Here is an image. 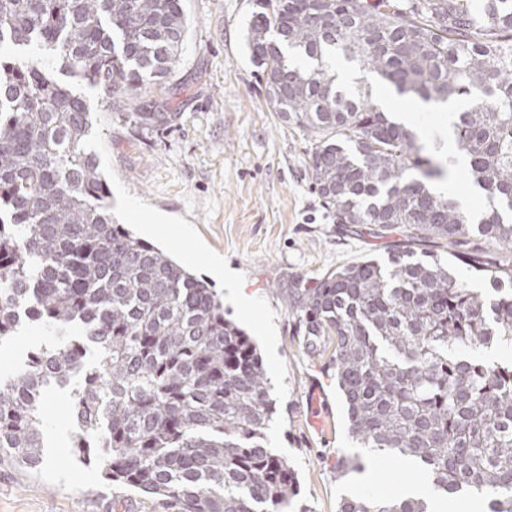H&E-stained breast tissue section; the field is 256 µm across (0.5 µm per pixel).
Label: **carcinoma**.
<instances>
[{
    "label": "carcinoma",
    "instance_id": "cac0c4a2",
    "mask_svg": "<svg viewBox=\"0 0 512 512\" xmlns=\"http://www.w3.org/2000/svg\"><path fill=\"white\" fill-rule=\"evenodd\" d=\"M186 34L182 0H0V48L23 52L0 59V344L25 319L53 336L0 376V459L42 464L44 404L67 389L75 457L105 481L175 512H288L299 483L264 446L277 403L260 354L204 279L113 220L92 112L54 75L132 105L173 76ZM248 48L275 111L315 142L312 182L336 223L386 241V260L284 295L298 344L328 356L349 436L425 468L441 496L512 512V365L475 354L512 343V0H262ZM341 58L400 95L469 103L451 128L496 201L479 222L435 186L456 156L344 89ZM131 117L152 131L175 114ZM362 469L336 459L340 480ZM337 512L429 510L347 496Z\"/></svg>",
    "mask_w": 512,
    "mask_h": 512
}]
</instances>
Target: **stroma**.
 <instances>
[{
	"label": "stroma",
	"mask_w": 512,
	"mask_h": 512,
	"mask_svg": "<svg viewBox=\"0 0 512 512\" xmlns=\"http://www.w3.org/2000/svg\"><path fill=\"white\" fill-rule=\"evenodd\" d=\"M187 35L168 92L147 95L156 111L175 113L160 130L135 127L127 110L97 90L85 96L94 114L90 146L112 191L117 223L170 254L188 271L213 279L215 255L234 268L254 303L245 314L225 301L224 315L256 345L279 409L265 431L269 451L288 461L306 512H336L343 496L397 498L416 465L380 457L348 435L336 380L321 357L292 340L284 295L297 277L318 278L360 258L384 259L386 244L337 224L312 187L314 144L282 122L269 103L247 46L257 0H183ZM423 141L451 152L452 116L432 107L403 115ZM44 331L24 323L0 345V373L19 372ZM68 395L53 390L44 407L43 463L23 469L0 462V512H168L154 496L107 484L97 463L77 461ZM359 455L364 469L340 480L339 455Z\"/></svg>",
	"instance_id": "stroma-1"
}]
</instances>
